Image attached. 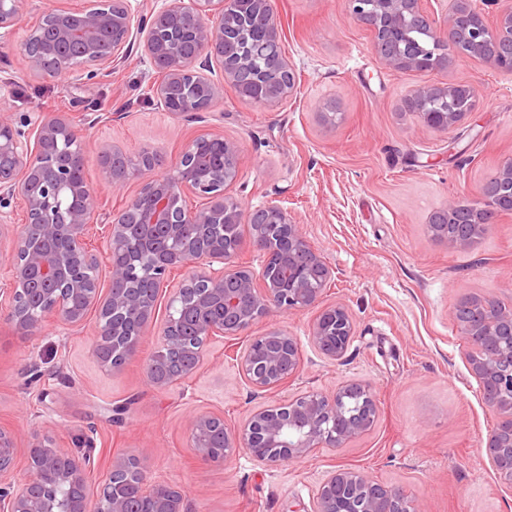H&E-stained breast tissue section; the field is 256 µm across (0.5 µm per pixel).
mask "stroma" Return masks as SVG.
I'll return each instance as SVG.
<instances>
[{"label":"stroma","instance_id":"35a3bbf8","mask_svg":"<svg viewBox=\"0 0 512 512\" xmlns=\"http://www.w3.org/2000/svg\"><path fill=\"white\" fill-rule=\"evenodd\" d=\"M87 2L22 0L24 25L0 42V109L19 122L41 112L84 119L85 176L103 214L121 211L140 181L118 192L102 185L101 146L131 156L158 150L160 174L173 172L198 135L238 141L233 193L252 209L272 198L288 208L334 269L323 305L345 303L354 321L340 364L308 341L315 311L258 321L253 334L273 324L302 346L300 372L275 399L360 380L371 386L379 416L345 447L319 448L298 462L270 466L241 449L205 463L191 446L190 417L211 413L233 427L257 404L236 360L246 337L212 340L192 376L155 389L145 362L165 309L137 355L112 372L92 354V329L66 330L48 318L26 335L0 318V429L18 438L17 474L26 471L33 439L48 434L58 447L90 454L93 482L115 458H149L153 479L183 490L191 512H315L319 484L342 467L403 487L426 512H512V485L486 450L497 413L482 398L452 319L470 294L512 307V212L495 216L467 251L448 249L427 230L447 199L470 201L512 160V74L471 59L431 72L391 70L343 0H274L296 93L264 107L228 86L212 111L176 118L158 107L149 87L160 76L137 50L88 88L25 71L20 45L42 11ZM456 83L473 85L478 101L448 132L427 130L401 109L412 88Z\"/></svg>","mask_w":512,"mask_h":512}]
</instances>
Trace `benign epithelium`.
Here are the masks:
<instances>
[{"label": "benign epithelium", "mask_w": 512, "mask_h": 512, "mask_svg": "<svg viewBox=\"0 0 512 512\" xmlns=\"http://www.w3.org/2000/svg\"><path fill=\"white\" fill-rule=\"evenodd\" d=\"M21 0H0V38L21 21ZM346 14L370 31L381 63L392 70H436L456 59L477 58L512 73V2L489 15L470 0H449L442 18L431 17L421 0H344ZM268 44H282L283 29L272 0H162V6L138 16L130 0H96L80 10L48 8L20 47L26 69L42 79L71 78L86 87L98 72L112 69L133 50L140 35L150 66L167 76L152 86L160 106L174 117L209 112L224 82L251 88L248 101L273 106L297 90L288 57L272 63L289 75L286 82L266 81L239 54L243 31ZM499 48L489 56L487 41ZM478 97L468 84L421 86L411 89L402 109L434 132L445 133L470 113ZM82 128L56 115H41L29 130L0 113V234L11 224L13 203L26 204V222L8 257L11 276L0 289V310L15 329L35 334L51 315L59 325L84 328L88 312L98 311L93 354L106 369L117 358L130 359L138 341L115 352L122 336H139L155 314L160 291L170 287L176 267L196 271L176 289L175 299L192 311L195 332L184 330L182 317L171 316L158 337L157 349L184 348L203 359L207 341L215 336H245L262 318L319 308L308 339L326 360L343 361L354 333L348 308L335 303L319 307L333 277L326 258L308 244L301 225L276 200L247 208L230 192L239 176L241 146L219 134L200 135L186 144L172 176H155L156 154L127 157L118 167L107 160L118 156L109 147L100 153L104 184L119 191L130 175L142 178L127 206L137 223L115 218L92 224L96 192L84 177ZM500 191L481 190L471 205L473 216L460 219L459 203L448 200L430 218L433 239L451 249L468 250L489 227L491 218L512 212V162L490 178ZM205 206L183 211L177 201L188 195ZM105 240L109 256L106 292L89 274L95 255L94 236ZM260 255V270L236 264L244 243ZM155 253L152 287L136 286L137 261ZM42 301V314L29 309ZM491 299L461 300L452 316L469 345L468 363L479 379L484 401L495 408L498 421L487 439L499 478L512 484V308L489 324L484 308ZM302 360L299 340L279 327L252 338L241 352L238 368L254 391L267 395L296 376ZM156 356L146 362L148 383L156 389L172 384L157 369ZM378 406L370 385L347 382L332 393L304 391L291 399L263 401L237 427L217 415L190 418L191 443L205 463H222L243 448L255 459L280 464L298 461L316 448H342L370 431ZM16 435L0 429V512H129L118 491L122 477L135 476L137 495L149 512H189L184 491L152 480L145 457H121L98 482L96 499L82 491L90 456L56 447L45 435L28 448L29 477L19 486L10 481L16 461ZM316 512H424L422 500L401 487L379 483L367 473L342 468L330 473L316 494Z\"/></svg>", "instance_id": "obj_1"}]
</instances>
